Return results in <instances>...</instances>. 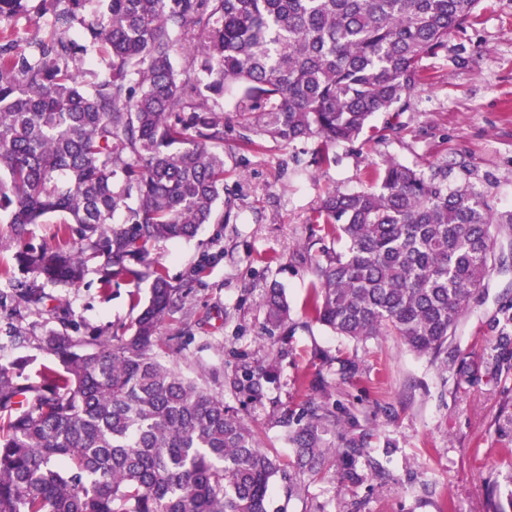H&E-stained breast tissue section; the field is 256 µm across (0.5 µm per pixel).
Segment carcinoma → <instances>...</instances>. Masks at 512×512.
<instances>
[{"label": "carcinoma", "instance_id": "obj_1", "mask_svg": "<svg viewBox=\"0 0 512 512\" xmlns=\"http://www.w3.org/2000/svg\"><path fill=\"white\" fill-rule=\"evenodd\" d=\"M91 2L0 0V215L20 230L63 224L54 245L16 255L36 280L75 286L101 258L152 282L117 342L43 336L58 366L26 382V360L0 362V512H271L277 477L288 501L338 464L352 485L386 478L370 460L359 472L370 442L336 434L330 393L273 411L293 448L285 462L223 396L163 364L154 349L179 289L149 247L215 215L226 89L238 91L245 144L314 140L328 163L329 147L380 137L375 114L410 108L423 60L477 22L481 0H104L92 15ZM20 18L35 27L26 38ZM310 223L343 247L315 259L307 316L356 343L395 336L436 358L508 271L492 226L512 213L474 184L448 189L442 167L390 160L361 189L329 193ZM263 308L271 329L288 322L281 289ZM273 372L245 365L226 384L258 400Z\"/></svg>", "mask_w": 512, "mask_h": 512}]
</instances>
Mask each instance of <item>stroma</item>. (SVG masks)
Segmentation results:
<instances>
[{"instance_id":"obj_1","label":"stroma","mask_w":512,"mask_h":512,"mask_svg":"<svg viewBox=\"0 0 512 512\" xmlns=\"http://www.w3.org/2000/svg\"><path fill=\"white\" fill-rule=\"evenodd\" d=\"M424 64L428 79L411 109L372 119L376 127L397 124L398 132L333 146L327 165L315 163L311 141L244 145L242 119L225 98L224 218L151 250L179 290L178 309L161 327L169 341L162 359L240 409L265 450L292 458L284 429L269 416L313 397L318 380L347 411L344 430L372 434L386 479L353 486L328 474L291 500L273 488L286 512H512V358L495 364L501 312L512 307V271L493 275L465 313L448 339L444 370L396 337L355 344L304 314L314 260L330 244L309 219L327 192L359 189L375 163L392 158L425 171L446 165L454 181L476 183L499 211H512V0H484L480 21L450 35L447 51ZM58 230L52 219L20 231L0 222V268L12 272L0 278V341L12 332L27 337L21 352L32 358L25 370L31 378L54 362L38 348L39 337L117 341L149 294V281L109 276L98 258L77 286L45 285L43 310H27L20 294L31 277L16 254L53 245ZM273 286L290 306L288 354L262 398L247 403L224 379L240 356L263 359L262 298ZM340 356L356 359L353 377H340Z\"/></svg>"}]
</instances>
